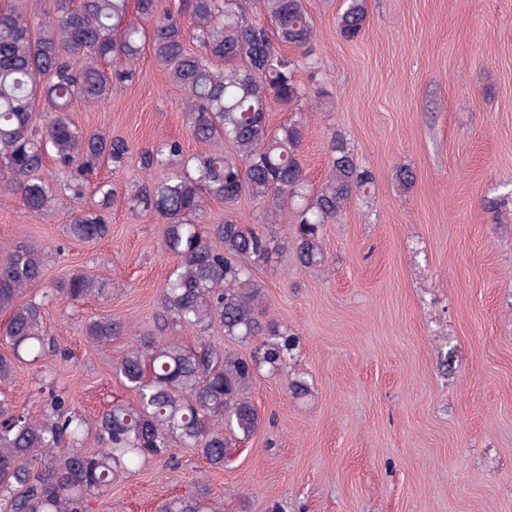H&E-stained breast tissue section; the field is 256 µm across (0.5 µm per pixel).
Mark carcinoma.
I'll return each instance as SVG.
<instances>
[{
    "label": "carcinoma",
    "mask_w": 512,
    "mask_h": 512,
    "mask_svg": "<svg viewBox=\"0 0 512 512\" xmlns=\"http://www.w3.org/2000/svg\"><path fill=\"white\" fill-rule=\"evenodd\" d=\"M275 22L273 35L250 21L241 0H182L178 11L160 14L158 0H53V16L35 23L28 0H0V181L4 191L42 214L61 195L80 196L85 173L101 161L119 164L128 142L79 129L70 118L75 102L98 103L114 86L135 78V64L150 49L170 83L186 93V120L197 141L211 146L185 156L175 141L162 140L141 155L148 173L166 166L161 180L145 178L125 196L128 209L165 224L163 249L172 268L162 288L157 330L136 333L121 318L103 316L84 326L100 347L130 335L115 372L137 394L134 403L114 401L98 414L94 440L85 449V420L54 388L46 392L49 414L35 420L0 397V493L4 512H86V503L119 475L150 462L171 465L177 447L191 448L211 469L224 468L228 448L251 438L264 417L248 394L262 375L288 376L299 337L265 319L253 269L270 262L282 244L273 227L291 214V249L306 268L324 265L323 227L336 221L355 198L370 196L374 177L359 165L347 139L329 141V168L320 187H309L300 152L306 121L296 107L308 97L297 79L298 60L287 49L308 51L314 25L304 0H262ZM189 15L191 27L181 17ZM367 0H342L339 35L357 39L366 24ZM201 51L187 47V39ZM276 102L292 111L288 122L269 124ZM46 106L45 122L33 125ZM53 160L52 191L44 170ZM116 189L96 187L98 209L73 215L68 236L97 240L109 232L101 211ZM248 196L264 203L263 225L226 221L202 224L205 201L228 206ZM0 310L9 312L0 340V383L15 361H40L56 344L46 338L44 303L19 298L39 282L44 249L30 244L0 248ZM109 293L103 280L72 274L55 298L75 305ZM219 325L224 337L261 342L250 357L223 346H190L165 336L173 328L201 335ZM158 512H215L203 489L163 501Z\"/></svg>",
    "instance_id": "obj_1"
}]
</instances>
